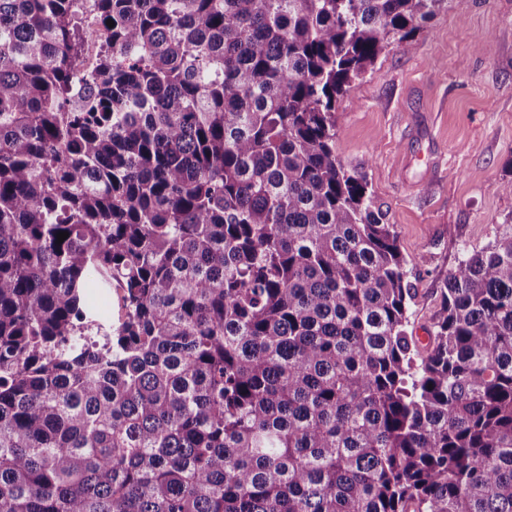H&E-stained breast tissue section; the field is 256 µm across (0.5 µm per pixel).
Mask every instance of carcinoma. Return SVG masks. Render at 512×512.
Masks as SVG:
<instances>
[{"instance_id":"obj_1","label":"carcinoma","mask_w":512,"mask_h":512,"mask_svg":"<svg viewBox=\"0 0 512 512\" xmlns=\"http://www.w3.org/2000/svg\"><path fill=\"white\" fill-rule=\"evenodd\" d=\"M448 3L0 0V512H512V227L423 344L335 152Z\"/></svg>"}]
</instances>
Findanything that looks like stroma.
<instances>
[{
    "instance_id": "35a3bbf8",
    "label": "stroma",
    "mask_w": 512,
    "mask_h": 512,
    "mask_svg": "<svg viewBox=\"0 0 512 512\" xmlns=\"http://www.w3.org/2000/svg\"><path fill=\"white\" fill-rule=\"evenodd\" d=\"M336 155L394 225L425 336L462 251L512 224V0H469L392 46L336 102Z\"/></svg>"
}]
</instances>
